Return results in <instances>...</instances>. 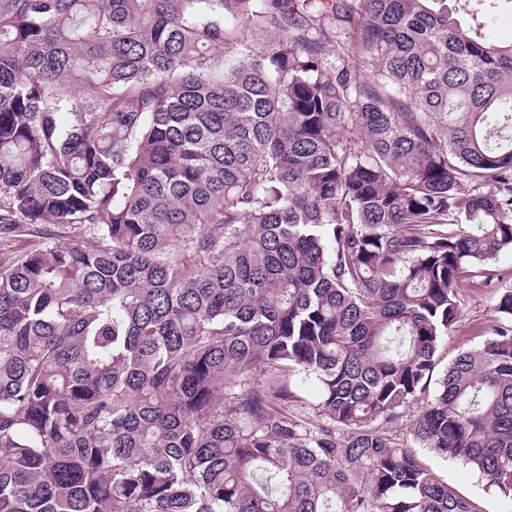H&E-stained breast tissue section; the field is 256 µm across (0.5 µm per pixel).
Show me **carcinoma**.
Segmentation results:
<instances>
[{
    "label": "carcinoma",
    "mask_w": 512,
    "mask_h": 512,
    "mask_svg": "<svg viewBox=\"0 0 512 512\" xmlns=\"http://www.w3.org/2000/svg\"><path fill=\"white\" fill-rule=\"evenodd\" d=\"M497 2L0 0V512L512 501ZM501 281H495L491 287L482 290L464 291L465 306L461 326L452 331L438 351V365L429 386V394L433 395L438 379L445 370L448 362L458 350L477 345L481 338H476L481 332H490L497 324L496 303L497 288L512 287V253H502L493 264ZM407 445L419 459L459 491L478 499L484 512H512V502L489 492L478 472L458 461L445 459L410 438Z\"/></svg>",
    "instance_id": "obj_1"
}]
</instances>
